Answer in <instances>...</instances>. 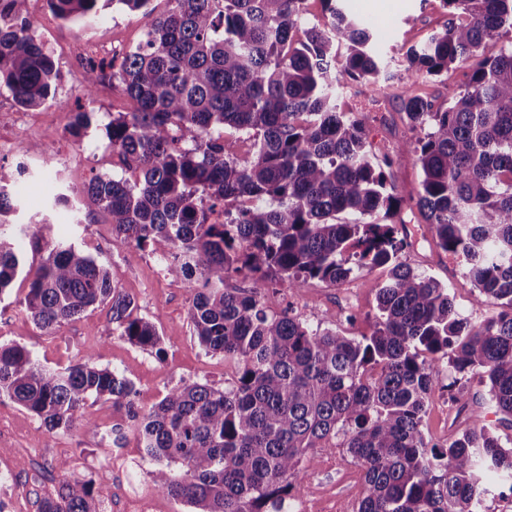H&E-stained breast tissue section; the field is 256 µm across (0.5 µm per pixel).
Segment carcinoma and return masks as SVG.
Here are the masks:
<instances>
[{"label": "carcinoma", "mask_w": 512, "mask_h": 512, "mask_svg": "<svg viewBox=\"0 0 512 512\" xmlns=\"http://www.w3.org/2000/svg\"><path fill=\"white\" fill-rule=\"evenodd\" d=\"M98 2L50 0L77 24L99 17ZM151 2L112 0L145 19L143 37L110 63L89 61L83 76L86 93L107 75L133 102L106 136L138 175H96L81 202L110 218L114 244L169 247L165 269L190 294L199 344L234 362L235 375L222 389L184 382L143 410L134 383L90 355L52 368L24 345L0 343V398L50 433L89 424L87 400L112 401L135 426L158 490L191 512H283L312 448H344L361 467L357 512H481L492 484L512 482V448L485 425L440 446L422 421L445 357L480 374L486 400L512 421V0H443L448 24L407 53L406 71L420 78L465 72L444 109L402 92L423 132L410 144L422 174L415 198L397 193L391 157L371 160L362 122L336 111L337 87L364 82L379 93L392 79L374 49L378 34L337 0H323V28L303 26L304 0H168L159 15ZM9 5L0 87L38 107L54 99L58 71L28 33L27 0ZM489 43L499 49L485 57ZM91 116L77 108L71 132L86 133ZM227 127L248 135L252 150L227 154ZM413 207L499 313L470 324L439 279L402 261L406 242L385 220ZM216 209L222 224L208 223ZM13 210L0 173V216ZM23 232L0 222V296L24 276L22 305L46 331L106 303L112 332L162 352L156 323L135 315L105 265L54 241L28 267L15 247ZM375 267L387 278L370 336L312 327L278 303L283 283L336 285ZM233 274L249 288L225 287ZM107 492L103 477L71 475L35 504L103 512Z\"/></svg>", "instance_id": "cac0c4a2"}]
</instances>
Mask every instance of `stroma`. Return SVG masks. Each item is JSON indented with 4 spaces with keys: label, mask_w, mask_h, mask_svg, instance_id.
Listing matches in <instances>:
<instances>
[{
    "label": "stroma",
    "mask_w": 512,
    "mask_h": 512,
    "mask_svg": "<svg viewBox=\"0 0 512 512\" xmlns=\"http://www.w3.org/2000/svg\"><path fill=\"white\" fill-rule=\"evenodd\" d=\"M339 6L378 31L375 50L401 82L436 105H447L448 86L461 80V70L422 79L407 72L405 62L411 47L424 43L447 25L448 12L440 0H340ZM143 27L141 15L112 8L103 10L86 25L55 21L46 34V47L58 70L54 101L24 108L6 89H0V138L35 143L39 149L33 154H0V171L9 175L15 193L16 210L9 215V222L30 230L29 237L18 243L26 264L38 265L44 256L43 249L34 245V238L78 242L110 267L118 287L134 300L139 316L156 319L162 349L145 350L113 335L105 305L88 310L54 331L40 330L22 305L28 283L20 278L0 296V342L25 345L50 367H65L92 355L99 367L123 372L134 382L137 404L146 410L169 388L184 381L223 387L236 367L223 355L207 352L195 337L189 293L167 275L161 260L168 250L166 244L143 249L114 245L112 226L105 214L81 217L55 202L58 193L79 194L93 175H126L118 154L107 145L105 126L114 113L132 111L133 105L120 88L108 83L98 86L93 99H86L79 60H107L112 47H134ZM84 101L94 112L93 121L87 133L76 138L69 131V112ZM336 104L338 111L363 120L375 155L394 158L398 192L416 195L422 175L407 145L417 133L411 128L398 89L377 94L368 84H351L338 89ZM396 231L398 238L408 242L404 260L447 285L463 317L476 325L499 312L497 301L479 297L461 261L435 245L419 212L402 213ZM384 279L381 269L365 268L334 286L316 281L298 290L281 287L278 298L309 325L336 327L347 336H367L376 327V294ZM455 380L460 382L462 392L458 403L452 405L446 385ZM485 393L478 376L446 368L443 383L430 394L423 420L426 435L443 444L473 425L483 424L502 438L512 439V424L490 407ZM84 412L90 427L51 434L24 408L0 398V474L8 476V494L20 504L22 512H36L37 496L53 494L58 485L54 478L33 481L35 468L60 461L67 462L70 473L85 479L107 476L105 512H122L127 496L134 491L151 503L154 512H187L186 505L157 490L151 475L153 466L143 457L134 427H127L122 447L104 442L103 424L122 421V411L102 398L88 401ZM121 452L129 456L126 466L106 465V458ZM314 454L316 460L307 468L300 497L307 499L312 512H355L365 494L361 467L341 448H318Z\"/></svg>",
    "instance_id": "35a3bbf8"
}]
</instances>
